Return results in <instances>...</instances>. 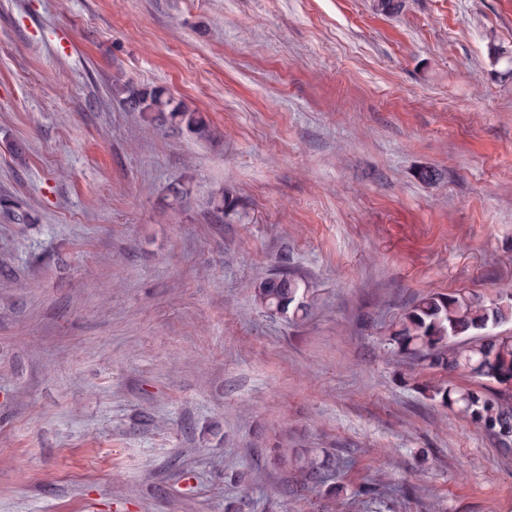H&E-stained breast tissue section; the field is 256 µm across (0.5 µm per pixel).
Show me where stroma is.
<instances>
[{"label": "stroma", "instance_id": "stroma-1", "mask_svg": "<svg viewBox=\"0 0 512 512\" xmlns=\"http://www.w3.org/2000/svg\"><path fill=\"white\" fill-rule=\"evenodd\" d=\"M494 46L512 0H0V512H512V448L415 388L469 378L384 342L512 293ZM277 270L307 317L256 305ZM112 96L120 99L127 112H138L152 126L186 130L198 139L211 136V129L200 112L172 105L163 91L139 90L128 82L116 80L112 83Z\"/></svg>", "mask_w": 512, "mask_h": 512}]
</instances>
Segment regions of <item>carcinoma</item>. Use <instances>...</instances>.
<instances>
[{"mask_svg": "<svg viewBox=\"0 0 512 512\" xmlns=\"http://www.w3.org/2000/svg\"><path fill=\"white\" fill-rule=\"evenodd\" d=\"M112 96L128 112H137L152 126L187 131L198 139L211 136L199 112L172 104L159 90H139L127 82L112 83ZM254 300L268 313L295 319L306 316L308 305L297 306L301 282L287 272H276L253 284ZM512 324V293L495 298L458 290L426 295L390 324L385 341L393 354L417 361L424 368L461 371L471 378L502 386L512 380V336L495 329ZM420 391L492 432L507 445L512 442V403L494 394L455 385L446 380L421 385ZM327 460H304L302 479L322 481Z\"/></svg>", "mask_w": 512, "mask_h": 512, "instance_id": "obj_1", "label": "carcinoma"}]
</instances>
